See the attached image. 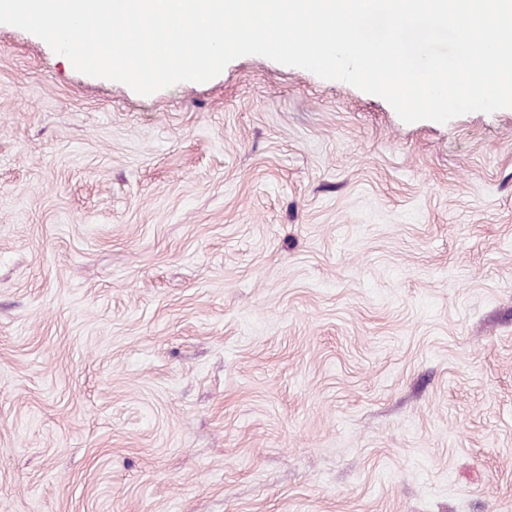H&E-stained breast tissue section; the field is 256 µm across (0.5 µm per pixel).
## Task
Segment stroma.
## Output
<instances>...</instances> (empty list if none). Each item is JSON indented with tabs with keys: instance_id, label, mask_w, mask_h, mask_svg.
Masks as SVG:
<instances>
[{
	"instance_id": "1",
	"label": "stroma",
	"mask_w": 512,
	"mask_h": 512,
	"mask_svg": "<svg viewBox=\"0 0 512 512\" xmlns=\"http://www.w3.org/2000/svg\"><path fill=\"white\" fill-rule=\"evenodd\" d=\"M0 512H512V108L0 24Z\"/></svg>"
}]
</instances>
